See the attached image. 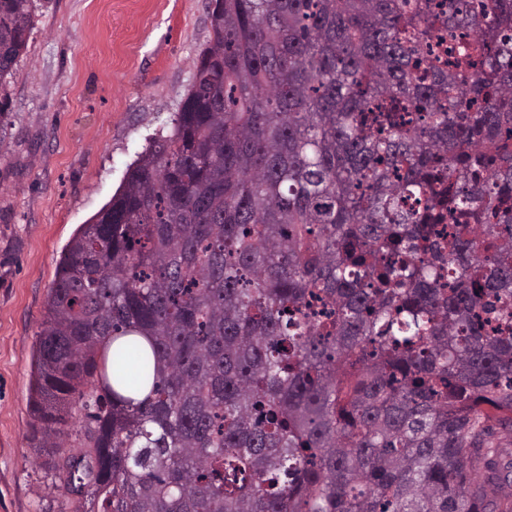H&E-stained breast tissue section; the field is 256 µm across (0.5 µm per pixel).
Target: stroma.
<instances>
[{
	"label": "stroma",
	"instance_id": "35a3bbf8",
	"mask_svg": "<svg viewBox=\"0 0 512 512\" xmlns=\"http://www.w3.org/2000/svg\"><path fill=\"white\" fill-rule=\"evenodd\" d=\"M208 0H34L0 128V512H74L32 439L30 384L57 262L151 138L169 134Z\"/></svg>",
	"mask_w": 512,
	"mask_h": 512
}]
</instances>
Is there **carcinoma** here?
I'll return each mask as SVG.
<instances>
[{"mask_svg":"<svg viewBox=\"0 0 512 512\" xmlns=\"http://www.w3.org/2000/svg\"><path fill=\"white\" fill-rule=\"evenodd\" d=\"M215 2L48 294L76 512H512V0ZM33 12L0 0V124ZM74 419L67 428L64 436L60 439L61 447L56 457L65 458L67 456L84 454L88 448L83 447V433L81 429L82 422L85 420V411L78 406L74 412Z\"/></svg>","mask_w":512,"mask_h":512,"instance_id":"carcinoma-1","label":"carcinoma"}]
</instances>
